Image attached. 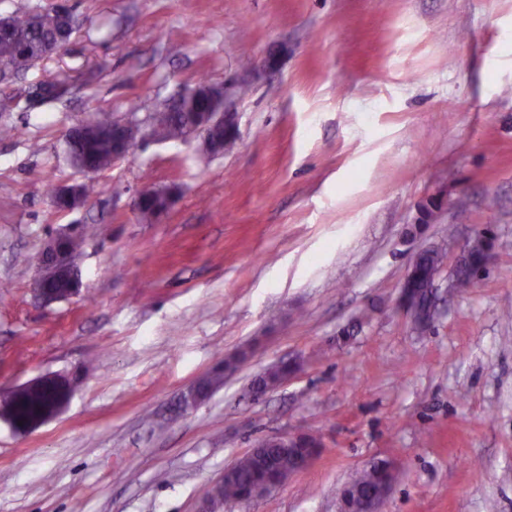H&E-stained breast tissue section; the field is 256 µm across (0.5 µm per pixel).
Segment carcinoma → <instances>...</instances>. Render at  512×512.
Returning a JSON list of instances; mask_svg holds the SVG:
<instances>
[{
	"mask_svg": "<svg viewBox=\"0 0 512 512\" xmlns=\"http://www.w3.org/2000/svg\"><path fill=\"white\" fill-rule=\"evenodd\" d=\"M72 20V8L65 5H49L46 8L17 14L10 17L9 30L0 32V66L19 64L30 68L46 57L45 47L56 40L63 26V20ZM40 86L55 93L59 99L69 92L65 83L54 74L44 76ZM194 100L185 98L177 108L169 104L149 112L152 125L161 140H177L184 136L187 113L194 111ZM101 119L95 113H89L80 123L65 136V152L70 161L80 159L89 164L92 172L98 174L112 166V136L103 135L98 131ZM164 205L158 196L147 195L139 204V213L148 220L157 215ZM99 231L96 225L83 224L80 232L59 242V246L76 252L80 240L88 233ZM486 241L477 237L468 243L467 252L471 264L459 266L452 272L451 283L454 288H467L474 275L481 270V258L485 251ZM445 253L439 249L427 250L419 256L416 266V288L413 304L418 306L424 315L432 314L426 289L431 284L432 276L444 263ZM71 382H42L29 387L13 398L0 405V411L14 417L36 421L51 414L56 405L62 402L69 391ZM299 450L293 448H271L268 457L278 468L279 474L286 478L293 469L295 456ZM266 472L259 462L249 455H244L233 464L232 473L224 481V499H243L246 486L265 477Z\"/></svg>",
	"mask_w": 512,
	"mask_h": 512,
	"instance_id": "carcinoma-1",
	"label": "carcinoma"
}]
</instances>
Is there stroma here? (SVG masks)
Wrapping results in <instances>:
<instances>
[{"instance_id":"obj_1","label":"stroma","mask_w":512,"mask_h":512,"mask_svg":"<svg viewBox=\"0 0 512 512\" xmlns=\"http://www.w3.org/2000/svg\"><path fill=\"white\" fill-rule=\"evenodd\" d=\"M69 3L70 40L0 77V397L77 385L36 429L0 421V512H196L260 440L303 432L322 441L309 469L221 512H338L377 459L398 465L382 512H512V0ZM48 71L71 91L32 103ZM202 80L238 115L232 151L157 140L53 207L83 179L68 128ZM145 187L174 192L148 223ZM70 224L108 231L77 252L80 295L45 304L27 257ZM478 233L491 259L451 287ZM429 246L447 259L420 327L400 295Z\"/></svg>"}]
</instances>
